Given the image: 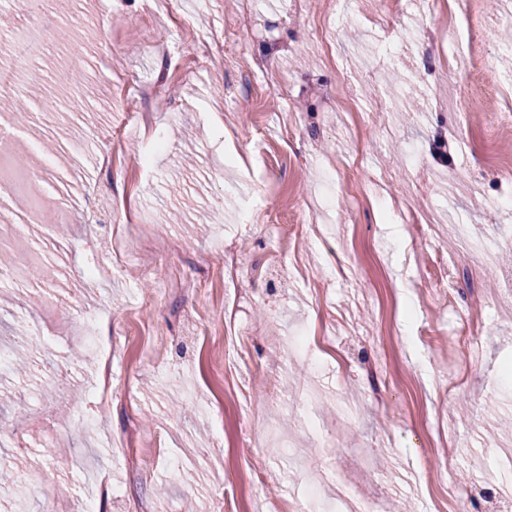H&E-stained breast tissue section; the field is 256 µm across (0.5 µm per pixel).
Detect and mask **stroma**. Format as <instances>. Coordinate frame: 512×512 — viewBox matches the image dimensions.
Wrapping results in <instances>:
<instances>
[{"label":"stroma","instance_id":"35a3bbf8","mask_svg":"<svg viewBox=\"0 0 512 512\" xmlns=\"http://www.w3.org/2000/svg\"><path fill=\"white\" fill-rule=\"evenodd\" d=\"M240 7L182 0L175 23L151 0L0 6V29L23 32L35 11L47 31L40 57L12 60L39 75L18 98L38 93L47 109L0 137L6 171L37 168L46 191L0 203L44 275L0 282V334L35 338L28 374H0V458L56 488L13 484L0 512H76L89 470L109 488L95 512H304L313 489L327 512H448L452 487L469 512H512V245L475 288L455 236L512 227L494 206L512 198V117L490 122L503 101L483 91L512 86V18L499 0L452 14L412 0L396 17L341 0L336 23L330 0H253L241 26ZM464 23L474 65L491 62L478 83L448 73ZM216 28L225 54L200 56ZM63 29L74 41L60 44ZM260 60L283 86L253 91ZM108 72L159 86L175 113L138 124ZM70 74L87 111L57 109ZM228 140L250 170L226 163ZM36 201L60 223H37ZM475 294L466 348L455 334ZM78 309L112 320L103 401L72 342ZM297 335L304 351L286 355ZM47 353L66 393L41 390Z\"/></svg>","mask_w":512,"mask_h":512}]
</instances>
